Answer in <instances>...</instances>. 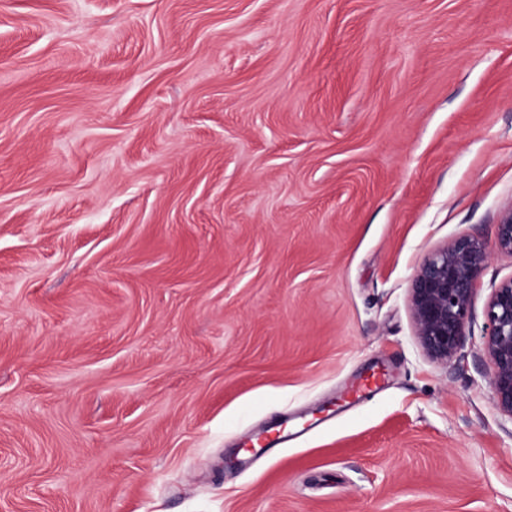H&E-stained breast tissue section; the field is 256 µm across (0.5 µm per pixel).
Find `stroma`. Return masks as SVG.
Returning <instances> with one entry per match:
<instances>
[{"label": "stroma", "mask_w": 512, "mask_h": 512, "mask_svg": "<svg viewBox=\"0 0 512 512\" xmlns=\"http://www.w3.org/2000/svg\"><path fill=\"white\" fill-rule=\"evenodd\" d=\"M511 207L512 0H0V512H512ZM497 250L512 255V207L505 210L495 224ZM488 261L485 243L462 235L434 253L414 275L411 313L416 336L431 358L448 361L464 347L475 286ZM484 315L488 385L498 408L512 418V278L492 289Z\"/></svg>", "instance_id": "obj_1"}]
</instances>
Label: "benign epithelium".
<instances>
[{
    "instance_id": "obj_1",
    "label": "benign epithelium",
    "mask_w": 512,
    "mask_h": 512,
    "mask_svg": "<svg viewBox=\"0 0 512 512\" xmlns=\"http://www.w3.org/2000/svg\"><path fill=\"white\" fill-rule=\"evenodd\" d=\"M495 244L498 251L512 255V207L495 224ZM488 261L485 243L462 235L414 275L411 313L416 336L431 358L447 361L464 347L475 286ZM484 315L488 385L498 408L512 417V278L492 289Z\"/></svg>"
}]
</instances>
